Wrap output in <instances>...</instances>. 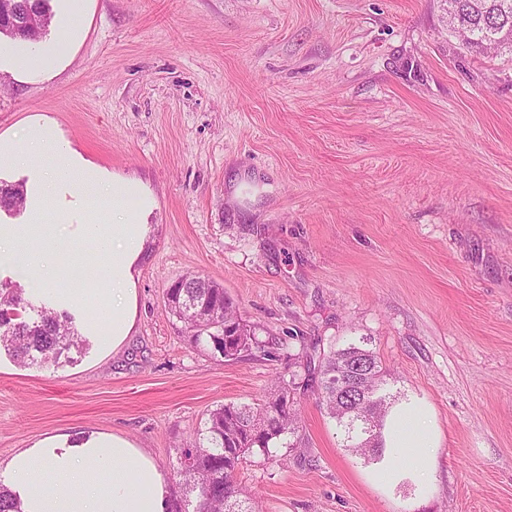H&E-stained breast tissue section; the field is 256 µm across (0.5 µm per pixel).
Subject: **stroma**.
Returning <instances> with one entry per match:
<instances>
[{
  "label": "stroma",
  "mask_w": 512,
  "mask_h": 512,
  "mask_svg": "<svg viewBox=\"0 0 512 512\" xmlns=\"http://www.w3.org/2000/svg\"><path fill=\"white\" fill-rule=\"evenodd\" d=\"M51 22L48 80L0 70V133L31 121L148 202L117 353L0 352V461L90 430L149 451L171 499L209 412L289 384L299 420L235 480L253 512H512V57L467 50L448 0H88ZM220 284L262 349L194 345L166 311ZM376 352L426 408L427 481L394 484L318 403L320 357ZM88 0H59V13L70 23L72 36H77L80 31L79 22L83 18Z\"/></svg>",
  "instance_id": "obj_1"
}]
</instances>
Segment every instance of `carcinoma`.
<instances>
[{
  "mask_svg": "<svg viewBox=\"0 0 512 512\" xmlns=\"http://www.w3.org/2000/svg\"><path fill=\"white\" fill-rule=\"evenodd\" d=\"M512 0H455V21L470 28L463 45L474 51L488 50L496 40L512 53ZM16 5L34 13L36 28L25 38L34 43L46 34L51 23L48 0H16ZM20 183L0 181V208L17 210L25 203ZM168 312L189 334L192 343L207 342L228 359H237L252 349L262 348L255 330L238 316L224 288L198 275H186L177 287L166 292ZM28 302L17 288H0V345L23 365L57 362L73 347H79L72 318L61 317L43 307L37 318H22ZM322 405L345 433L346 447L353 452L382 457L379 434L388 405L385 375L375 353L360 346L331 351L320 365ZM290 393L278 386L276 401L253 405L225 404L209 412L196 436L183 449L179 474L185 498L175 512H252L241 509L244 500L234 475L247 456L260 452L272 457L270 444L294 429L293 405L282 400Z\"/></svg>",
  "mask_w": 512,
  "mask_h": 512,
  "instance_id": "obj_1",
  "label": "carcinoma"
}]
</instances>
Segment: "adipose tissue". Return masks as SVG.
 Returning a JSON list of instances; mask_svg holds the SVG:
<instances>
[{
  "mask_svg": "<svg viewBox=\"0 0 512 512\" xmlns=\"http://www.w3.org/2000/svg\"><path fill=\"white\" fill-rule=\"evenodd\" d=\"M48 153L60 160L57 170L43 165L42 158ZM0 158L34 174L28 199L30 223L0 225V269L49 287L56 312H80L86 320L84 331L100 353L117 352L134 325L135 273L152 227L140 210L128 211L126 219L113 224L107 234L97 219L106 213L107 201L123 202L133 194V186L108 179L46 122L29 125L22 151L12 138L0 134ZM67 187L76 190L85 222L63 235L56 222L65 216L59 199ZM23 241L38 244L39 252H19ZM76 270L86 280V287H67ZM381 436L393 479L401 478L398 466L404 462L416 463L418 477L428 475L425 450L432 447L433 440L417 403L390 408ZM4 468L12 478L10 489L21 512L169 510L166 476L152 456L113 433L93 432L78 440L66 434L47 435L15 452ZM37 469L45 475L39 482L32 479Z\"/></svg>",
  "mask_w": 512,
  "mask_h": 512,
  "instance_id": "adipose-tissue-1",
  "label": "adipose tissue"
}]
</instances>
